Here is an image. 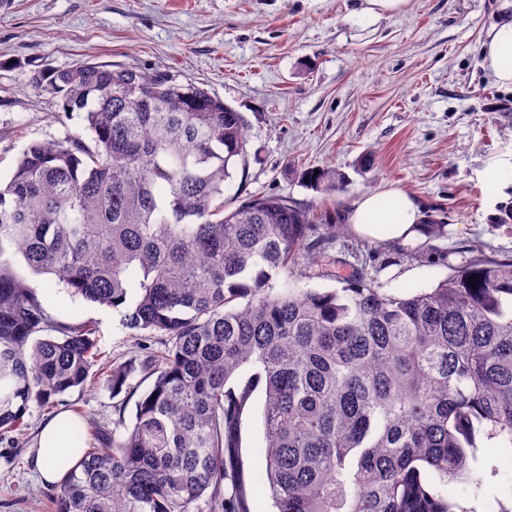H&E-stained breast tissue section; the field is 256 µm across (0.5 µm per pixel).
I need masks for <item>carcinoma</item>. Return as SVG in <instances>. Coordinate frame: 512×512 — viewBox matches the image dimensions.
<instances>
[{"mask_svg":"<svg viewBox=\"0 0 512 512\" xmlns=\"http://www.w3.org/2000/svg\"><path fill=\"white\" fill-rule=\"evenodd\" d=\"M33 83L90 136L27 145L0 184V441L20 447L32 402L101 376L115 394L136 371L150 381L130 423L65 426L76 461L52 512H250L241 434L257 392L276 512H470L440 486L481 487L482 439L512 457V256L389 293L369 264L325 255L335 225L309 207L224 201L248 123L200 86L89 62ZM302 177L328 196L343 183ZM17 254L168 344L103 362L96 323L55 321ZM324 262L349 268L341 287L276 282Z\"/></svg>","mask_w":512,"mask_h":512,"instance_id":"cac0c4a2","label":"carcinoma"}]
</instances>
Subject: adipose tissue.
<instances>
[{"label":"adipose tissue","instance_id":"ef3b65f1","mask_svg":"<svg viewBox=\"0 0 512 512\" xmlns=\"http://www.w3.org/2000/svg\"><path fill=\"white\" fill-rule=\"evenodd\" d=\"M482 57L485 70L496 83L512 85V18L502 19L492 27L482 46ZM346 220L364 235L408 241L420 238L425 216L409 195L396 188H383L358 199L347 212ZM70 419V414H59L43 429L42 436L52 449L40 452L35 465L47 482H58L65 474L58 459L68 451L62 432Z\"/></svg>","mask_w":512,"mask_h":512}]
</instances>
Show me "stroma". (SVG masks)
<instances>
[{"label":"stroma","instance_id":"stroma-1","mask_svg":"<svg viewBox=\"0 0 512 512\" xmlns=\"http://www.w3.org/2000/svg\"><path fill=\"white\" fill-rule=\"evenodd\" d=\"M359 0H10L0 10V178L23 147L85 134L81 115L36 89L35 70L81 62L160 71L192 82L242 112L247 165L224 192L241 201L278 194L314 207L335 225L337 242L358 245L384 290L431 288L477 254L512 255V229L495 224L512 183L489 188L491 162L512 163V87L482 67L481 45L495 23L512 17V0H406L394 15H360ZM329 167L346 180L327 197L308 187L307 168ZM396 187L426 217L447 225L432 248L395 240L376 245L347 224L352 203ZM19 272L49 297L61 322H98L108 359L140 358L159 336H132L120 315L71 299L45 276ZM68 404L88 421L132 418L136 400L107 382L74 390ZM49 413L30 406L20 454L0 457V512H49L50 488L32 465ZM262 398L254 396L242 429L247 489L258 512H274L260 455ZM480 489H453L486 512H512V463L484 442L472 464Z\"/></svg>","mask_w":512,"mask_h":512}]
</instances>
